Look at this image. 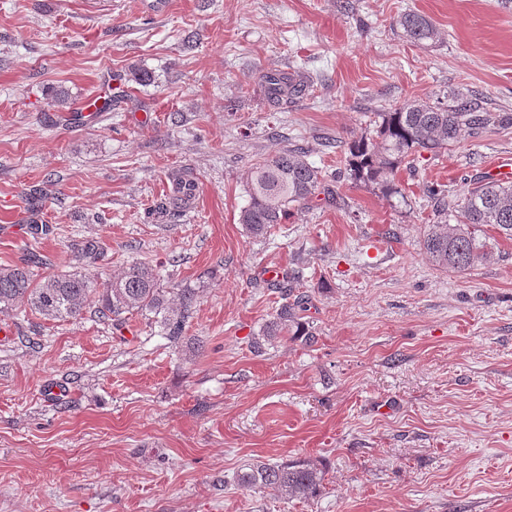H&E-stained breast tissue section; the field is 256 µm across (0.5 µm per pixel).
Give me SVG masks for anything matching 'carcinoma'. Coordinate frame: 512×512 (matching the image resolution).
<instances>
[{
    "mask_svg": "<svg viewBox=\"0 0 512 512\" xmlns=\"http://www.w3.org/2000/svg\"><path fill=\"white\" fill-rule=\"evenodd\" d=\"M402 37L414 44L427 45L438 37L435 25L415 12L401 14L397 21ZM258 80L269 98L278 103L285 97L303 94L311 88L308 77L295 73L261 72ZM377 139L362 137L345 149L346 177L355 183L377 186L392 194L395 176L401 167L412 168L416 158L427 152L438 156L448 150L467 129L480 134L491 126L512 124V117L490 112L462 91L448 95V102L406 104L388 112L374 113ZM173 194L159 202L161 213L182 212L185 205L178 189L193 183L191 172L172 173ZM248 203L238 215L247 234L263 236L275 224H283L320 194L334 199V190L325 184L321 170L306 159L301 148H288L270 158L253 163L245 174ZM442 219L427 225L423 246L436 267L465 272L487 256L484 227L494 226L512 237V185L482 183L467 190L457 200H440ZM456 212V223H448V212ZM299 277L283 276L272 284L281 303L264 336H304L313 334L300 322L305 295L296 292ZM195 289L166 285L161 270L133 262L102 282H93L78 272L52 274L37 280L29 267L0 268V313L17 306L29 308L49 321L77 318L92 307L101 318L122 330L137 315L151 325L161 317L166 335L183 339L186 323L195 303ZM324 476L304 461L268 463L256 460L235 476L236 483L251 490L271 489L290 498L309 499L322 488Z\"/></svg>",
    "mask_w": 512,
    "mask_h": 512,
    "instance_id": "1",
    "label": "carcinoma"
}]
</instances>
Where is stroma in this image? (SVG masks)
<instances>
[{
    "instance_id": "35a3bbf8",
    "label": "stroma",
    "mask_w": 512,
    "mask_h": 512,
    "mask_svg": "<svg viewBox=\"0 0 512 512\" xmlns=\"http://www.w3.org/2000/svg\"><path fill=\"white\" fill-rule=\"evenodd\" d=\"M147 2L0 0V267L34 246L41 277L141 261L198 290L176 343L138 317L118 332L90 309L0 313V512H512V239L487 227V259L463 273L423 246L425 185L462 195L512 156V127L420 157L400 196L344 180L340 203L264 236L238 222L251 164L300 147L339 167L376 112L460 89L512 113V0ZM407 11L434 43L401 37ZM261 70L314 85L278 106ZM107 92L108 112L68 123ZM177 169L194 204L156 216ZM35 224L50 237L34 242ZM91 239L102 260L76 261ZM273 266L302 270L315 341L257 353ZM254 459L310 461L320 495L236 486ZM396 25L401 30L402 37L414 44L427 45L433 43L438 37L435 25L415 12L401 14Z\"/></svg>"
}]
</instances>
